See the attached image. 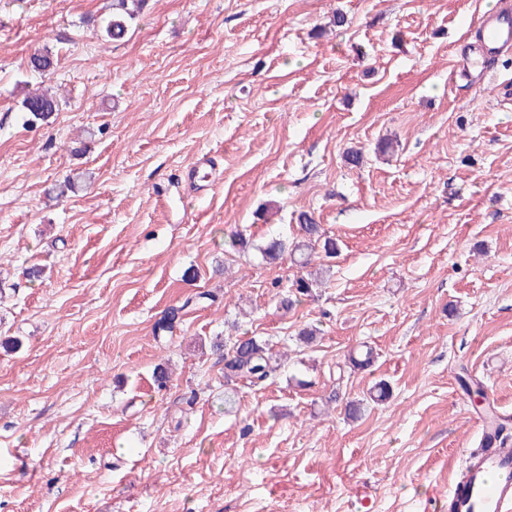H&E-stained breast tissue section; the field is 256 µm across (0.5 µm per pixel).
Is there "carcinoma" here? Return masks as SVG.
I'll list each match as a JSON object with an SVG mask.
<instances>
[{
	"label": "carcinoma",
	"instance_id": "cac0c4a2",
	"mask_svg": "<svg viewBox=\"0 0 512 512\" xmlns=\"http://www.w3.org/2000/svg\"><path fill=\"white\" fill-rule=\"evenodd\" d=\"M144 2L145 0H112V14L102 18L98 24L100 34L112 41L123 39ZM30 64L37 72H49L57 64V56L46 47L32 56ZM59 109V100L48 92H31L22 102V110L26 114L28 124L44 123ZM300 230L301 240L291 248L281 240H272L260 248L263 259L274 262L288 251L300 266L306 267L311 264L312 257L319 247L327 256L336 253V241L322 238L320 225L311 215H301ZM224 350V409L230 413L236 408L232 382L241 378L253 384H263L281 366V358L274 354L266 343L255 337L236 338L231 345L224 347Z\"/></svg>",
	"mask_w": 512,
	"mask_h": 512
}]
</instances>
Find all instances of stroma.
I'll list each match as a JSON object with an SVG mask.
<instances>
[{"label":"stroma","mask_w":512,"mask_h":512,"mask_svg":"<svg viewBox=\"0 0 512 512\" xmlns=\"http://www.w3.org/2000/svg\"><path fill=\"white\" fill-rule=\"evenodd\" d=\"M111 3L0 0V512H448L464 381L512 416V52L456 69L488 0H147L107 42ZM303 212L339 252L284 310L259 249ZM239 336L284 359L228 414ZM59 109V100L48 92L28 93L22 102V110L26 114L28 124L47 122Z\"/></svg>","instance_id":"stroma-1"}]
</instances>
